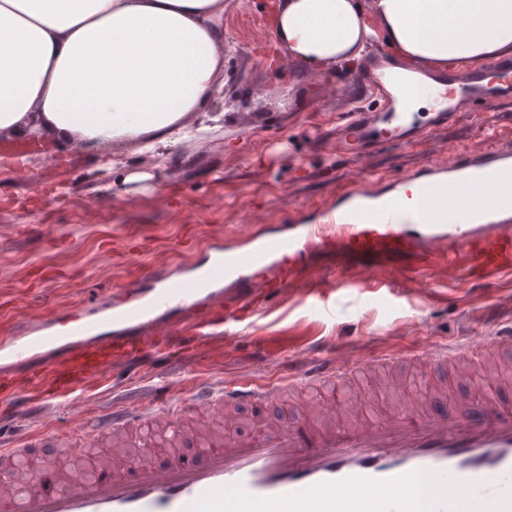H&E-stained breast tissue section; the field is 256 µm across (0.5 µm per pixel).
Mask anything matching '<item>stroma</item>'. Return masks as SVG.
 Wrapping results in <instances>:
<instances>
[{
    "instance_id": "1",
    "label": "stroma",
    "mask_w": 512,
    "mask_h": 512,
    "mask_svg": "<svg viewBox=\"0 0 512 512\" xmlns=\"http://www.w3.org/2000/svg\"><path fill=\"white\" fill-rule=\"evenodd\" d=\"M272 2L224 0L223 79L187 118L189 134L177 144L89 152L62 143L33 149L22 138H0V157L29 162L24 171L0 173V338L62 306L129 299L142 264H198L211 242L232 240L239 225L264 233L300 208L331 203L341 171L400 177L451 152L512 143L511 103L457 113L420 145L389 144L353 160L337 156L334 146L315 147L348 113L377 103L355 86V68L317 78L286 58L273 39ZM59 236L64 244H56ZM310 261L321 282L313 295L274 298L246 322L225 321L222 350L171 358L151 374L114 371V385L88 393L90 411L146 400L167 380L213 387L268 381L298 373L320 351L370 356L512 325V278L466 282L458 269L447 268L432 288L411 275L363 293L352 285V261L320 252ZM326 304L339 307L336 318L321 316ZM417 373L411 363L380 365L341 388L367 390L377 412L401 389L417 399L444 386L449 400L466 399L447 370L427 372L423 385ZM66 423L67 411L57 403L21 421L0 403V436L8 442Z\"/></svg>"
}]
</instances>
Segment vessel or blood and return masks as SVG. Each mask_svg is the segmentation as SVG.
I'll use <instances>...</instances> for the list:
<instances>
[{
  "label": "vessel or blood",
  "instance_id": "obj_1",
  "mask_svg": "<svg viewBox=\"0 0 512 512\" xmlns=\"http://www.w3.org/2000/svg\"><path fill=\"white\" fill-rule=\"evenodd\" d=\"M498 72L494 82L478 73L421 78L374 55L357 80L378 106L351 113L337 127V156L421 143L456 112L512 101V61ZM407 86L429 102L425 117L395 111L394 94ZM477 187L485 195H474ZM312 249L366 259L395 278L412 272L427 280L447 265L488 282L511 275L512 145L453 153L408 179L353 173L334 202L290 215L277 231L240 225L235 241L210 246L207 274L155 266L140 277L135 302L113 303L101 316L58 309L52 320L67 325L66 334L28 326L1 338V401L19 413L34 400L64 403L69 423L54 438L65 443L69 460H85L104 437L116 443L109 463L94 465L76 484L61 480L50 459L28 477L20 449L1 447L0 512H512V408L473 375L474 363L487 355L512 354L507 332L407 353L426 370L450 367L478 404L452 406L439 394L432 407L419 409L394 399L378 421L369 417L363 393L304 400L294 424L221 440L200 435L195 459L186 462L174 456L132 463L120 438L158 418L180 434L188 411L202 418L216 411L231 424L242 408L342 380L367 369L368 360L330 354L302 378L240 379L189 393L168 382L153 403L98 419L80 404L79 394L111 383L113 369L222 345L225 315L246 319L270 298L314 287L304 261ZM174 311L187 321L160 336L135 332L146 317Z\"/></svg>",
  "mask_w": 512,
  "mask_h": 512
}]
</instances>
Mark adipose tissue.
Returning a JSON list of instances; mask_svg holds the SVG:
<instances>
[{"instance_id":"ef3b65f1","label":"adipose tissue","mask_w":512,"mask_h":512,"mask_svg":"<svg viewBox=\"0 0 512 512\" xmlns=\"http://www.w3.org/2000/svg\"><path fill=\"white\" fill-rule=\"evenodd\" d=\"M273 28L317 77L375 32L409 61L478 65L512 55V0H275ZM223 70L224 0H0V136L171 145Z\"/></svg>"}]
</instances>
